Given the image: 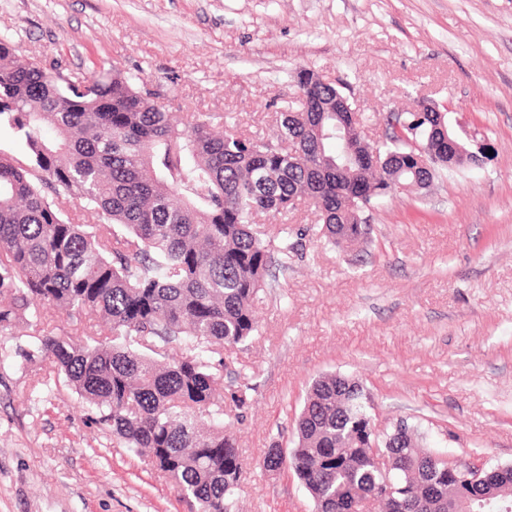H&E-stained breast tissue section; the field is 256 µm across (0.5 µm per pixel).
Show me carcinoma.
<instances>
[{"mask_svg": "<svg viewBox=\"0 0 512 512\" xmlns=\"http://www.w3.org/2000/svg\"><path fill=\"white\" fill-rule=\"evenodd\" d=\"M298 105L280 113L274 137H248L210 112H172L139 74L102 69L65 76L43 60L17 57L0 37V121L26 147L0 153V331L39 337L93 421L145 457L198 512H230L246 470L224 399L248 406L249 386L221 387L223 351L256 331L253 302L276 268L288 267L312 231L261 238L254 218L307 198L319 233L353 250L378 201L426 190L405 139L427 149L431 169L468 168L449 154L447 114L393 112L400 131L370 143L355 137L349 171H336V124L354 123L341 88L305 70ZM56 137L48 140L44 131ZM386 161L379 169L372 157ZM372 186L360 200L356 184ZM80 323L58 333L40 309ZM180 351L176 358L154 354ZM370 395L343 373L316 378L296 420L291 449L269 448L259 466L291 470L314 512H512V465L460 479L467 464L420 448L401 420L375 431ZM389 460L380 471L373 448Z\"/></svg>", "mask_w": 512, "mask_h": 512, "instance_id": "obj_1", "label": "carcinoma"}]
</instances>
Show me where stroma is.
Listing matches in <instances>:
<instances>
[{"instance_id":"obj_1","label":"stroma","mask_w":512,"mask_h":512,"mask_svg":"<svg viewBox=\"0 0 512 512\" xmlns=\"http://www.w3.org/2000/svg\"><path fill=\"white\" fill-rule=\"evenodd\" d=\"M67 73L120 66L167 103L274 134L308 70L351 91L378 138L387 114L430 103L465 118L484 168L387 197L366 244L304 241L259 292L258 331L225 351L226 420L253 466L235 512H312L290 471L257 467L293 445L311 381L341 372L376 426H415L448 460L512 464V0H0V36ZM91 422L39 341L0 336V512H196Z\"/></svg>"}]
</instances>
